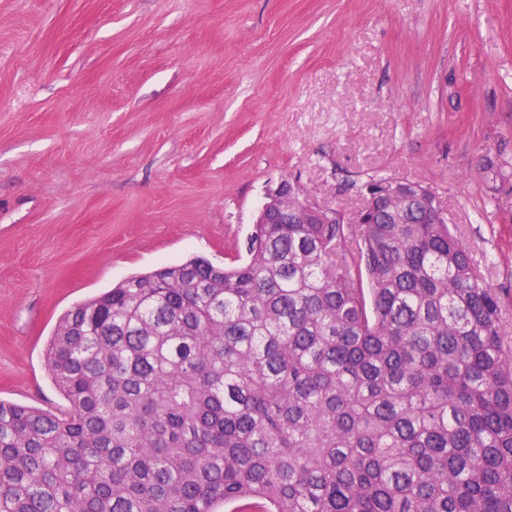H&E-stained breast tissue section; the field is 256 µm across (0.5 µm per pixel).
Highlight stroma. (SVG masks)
<instances>
[{"label":"stroma","instance_id":"35a3bbf8","mask_svg":"<svg viewBox=\"0 0 512 512\" xmlns=\"http://www.w3.org/2000/svg\"><path fill=\"white\" fill-rule=\"evenodd\" d=\"M512 0H0V400L126 278L247 258L281 180L426 187L512 331Z\"/></svg>","mask_w":512,"mask_h":512}]
</instances>
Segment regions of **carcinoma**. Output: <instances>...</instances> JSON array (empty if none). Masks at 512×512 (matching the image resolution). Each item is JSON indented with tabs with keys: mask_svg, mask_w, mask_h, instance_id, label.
I'll return each mask as SVG.
<instances>
[{
	"mask_svg": "<svg viewBox=\"0 0 512 512\" xmlns=\"http://www.w3.org/2000/svg\"><path fill=\"white\" fill-rule=\"evenodd\" d=\"M362 224H255L247 259L60 319L58 414L0 400V512H512V352L468 243L394 187Z\"/></svg>",
	"mask_w": 512,
	"mask_h": 512,
	"instance_id": "obj_1",
	"label": "carcinoma"
}]
</instances>
